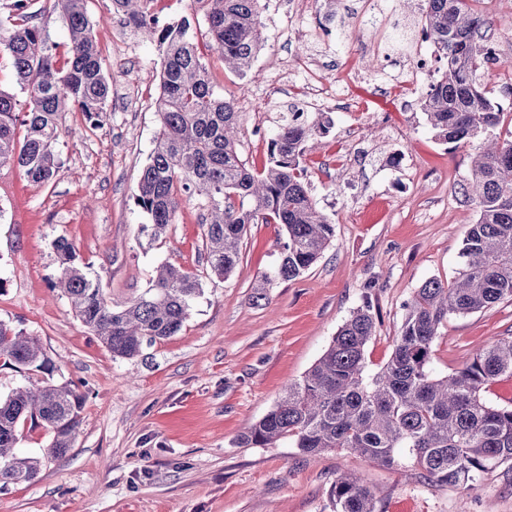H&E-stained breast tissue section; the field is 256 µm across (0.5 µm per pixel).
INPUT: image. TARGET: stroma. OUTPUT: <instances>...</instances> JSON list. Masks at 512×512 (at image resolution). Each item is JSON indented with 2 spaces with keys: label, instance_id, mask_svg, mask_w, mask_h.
<instances>
[{
  "label": "stroma",
  "instance_id": "obj_1",
  "mask_svg": "<svg viewBox=\"0 0 512 512\" xmlns=\"http://www.w3.org/2000/svg\"><path fill=\"white\" fill-rule=\"evenodd\" d=\"M497 56L482 80L494 99L512 84V0H474ZM111 107L90 123L68 106L58 128V179L29 180L0 169V322L35 337L52 363L32 372L0 360V394L20 385L76 384L85 397L66 455L46 456L43 428L25 429L20 451L43 457L38 478L0 490V512H333L330 489L347 470L363 474L376 512H512V465L466 492L380 467L344 452L302 454L288 440L238 446L327 349L351 313L370 305L376 333L369 371L389 359L405 305L427 280L453 282L468 224L478 212L462 186L471 147L449 150L420 107L403 104L401 84L416 56L436 60L414 38L420 14L405 0H343L320 37V0L261 9L264 46L246 75L215 54L205 62L215 91L241 114L239 140L255 168L284 113H329L328 133L309 141L307 189L335 226L330 246L290 281L264 285L283 247L274 224L250 225L224 280L209 278L204 211L180 196L173 224L155 243L141 233L137 184L158 128L164 47L126 27L110 0H86ZM332 91L317 101L308 81ZM404 163L394 168L393 155ZM66 237L78 262L113 303L148 287L160 264L202 275V294L175 336L141 356H112L54 286L51 243ZM512 336V301L450 318L433 352L436 372L463 368L490 341Z\"/></svg>",
  "mask_w": 512,
  "mask_h": 512
}]
</instances>
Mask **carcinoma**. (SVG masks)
<instances>
[{
  "instance_id": "carcinoma-1",
  "label": "carcinoma",
  "mask_w": 512,
  "mask_h": 512,
  "mask_svg": "<svg viewBox=\"0 0 512 512\" xmlns=\"http://www.w3.org/2000/svg\"><path fill=\"white\" fill-rule=\"evenodd\" d=\"M67 18L66 53L42 37L29 0H13L0 19V54L11 59L26 108L0 90V169L18 166L32 181L59 176L56 141L68 104L87 118L108 111L110 86L102 69L94 26L85 0H58ZM145 0H111L135 30L153 32ZM210 47L224 63L246 72L262 47L261 0H205ZM471 0H425L423 27L439 58V80L422 100L434 136L456 149L475 150L465 187L478 218L468 225L460 249L461 270L450 285L432 279L417 289L393 337L386 364L371 373L365 348L376 332L371 306L357 309L325 352L238 444L265 447L291 441L307 455L345 450L383 466H409L440 485L477 487L484 474L512 464V405L486 397L487 385L512 376V336L479 349L463 368L438 374L433 345L452 316L512 301V113L489 97L481 82L486 62L485 21ZM165 45L159 127L141 172L135 203L148 223L141 232L159 239L173 223L179 196L196 195L207 210L204 239L210 274L227 278L239 259V244L251 224H278L285 236L273 275L289 281L309 269L331 243L335 227L320 213L305 184L307 142L332 125L321 113L311 120L299 108L284 114L271 140L266 164L257 170L243 159L238 139L240 113L218 96L195 41L189 19L159 32ZM59 263L57 286L82 323L115 357L133 358L145 343L176 335L202 292L199 275L166 262L139 296L114 305L100 284L76 266V248L66 237L52 241ZM29 371L49 369L37 340L0 322V359ZM83 395L71 383L13 389L0 398V488L31 483L40 460L18 452L25 422L50 434L48 454L64 456L81 423ZM334 512H375L363 476L346 471L331 487Z\"/></svg>"
}]
</instances>
